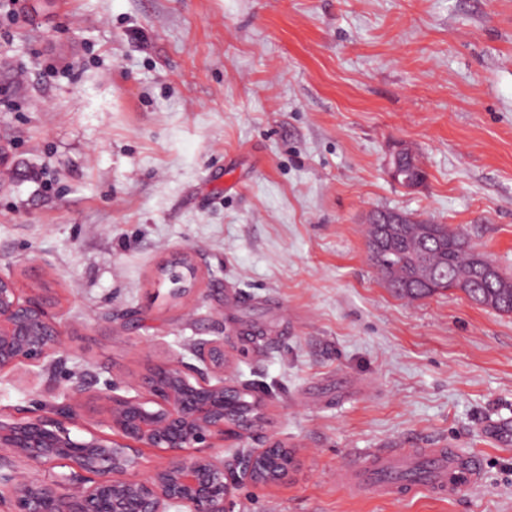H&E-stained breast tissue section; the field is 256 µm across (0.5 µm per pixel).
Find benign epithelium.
<instances>
[{
  "mask_svg": "<svg viewBox=\"0 0 512 512\" xmlns=\"http://www.w3.org/2000/svg\"><path fill=\"white\" fill-rule=\"evenodd\" d=\"M412 150L397 145L387 160L390 178L407 190L421 186L404 176ZM399 212H371L367 223L391 230L405 223ZM179 267L195 277L193 253L170 254L160 271ZM64 351L50 307L37 282L18 287L0 276V374L21 365L46 368ZM198 364L177 356L151 367L121 395L112 382L95 394L103 418L76 438L85 388L55 401L46 384L25 407L0 412V506L7 512H225L236 487L268 486L288 478L295 450L271 441L265 448L224 458V441L240 439L265 419V401L224 376V338L203 340ZM166 454L151 465L142 449ZM25 466L37 467L31 476Z\"/></svg>",
  "mask_w": 512,
  "mask_h": 512,
  "instance_id": "obj_1",
  "label": "benign epithelium"
}]
</instances>
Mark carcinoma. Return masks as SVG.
I'll list each match as a JSON object with an SVG mask.
<instances>
[{
  "mask_svg": "<svg viewBox=\"0 0 512 512\" xmlns=\"http://www.w3.org/2000/svg\"><path fill=\"white\" fill-rule=\"evenodd\" d=\"M367 243L371 261L381 272H397L393 292L414 301L437 293L417 278L419 267L430 268L443 290L456 289L463 281L462 292L475 304L502 314H512V279L494 265L491 258L477 261L473 246L460 231L443 224H403L396 234L386 237L381 225L369 226Z\"/></svg>",
  "mask_w": 512,
  "mask_h": 512,
  "instance_id": "obj_1",
  "label": "carcinoma"
}]
</instances>
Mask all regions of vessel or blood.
<instances>
[{
    "label": "vessel or blood",
    "mask_w": 512,
    "mask_h": 512,
    "mask_svg": "<svg viewBox=\"0 0 512 512\" xmlns=\"http://www.w3.org/2000/svg\"><path fill=\"white\" fill-rule=\"evenodd\" d=\"M480 455L457 448H371L337 472L343 488L362 497L391 498L428 491L452 497L478 485Z\"/></svg>",
    "instance_id": "1"
}]
</instances>
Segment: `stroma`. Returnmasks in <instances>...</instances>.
Instances as JSON below:
<instances>
[{"instance_id":"stroma-1","label":"stroma","mask_w":512,"mask_h":512,"mask_svg":"<svg viewBox=\"0 0 512 512\" xmlns=\"http://www.w3.org/2000/svg\"><path fill=\"white\" fill-rule=\"evenodd\" d=\"M0 143V275L53 298L60 390L224 336L268 418L225 456L296 448L229 512H512V315L396 297L364 235L378 209L444 224L512 277V0H0ZM448 446L485 458L449 499L336 482ZM412 150L405 145H397L390 153L387 160V170L390 178L407 190H415L421 186L419 180H410L404 176L402 164L404 158L409 159L412 154Z\"/></svg>"}]
</instances>
